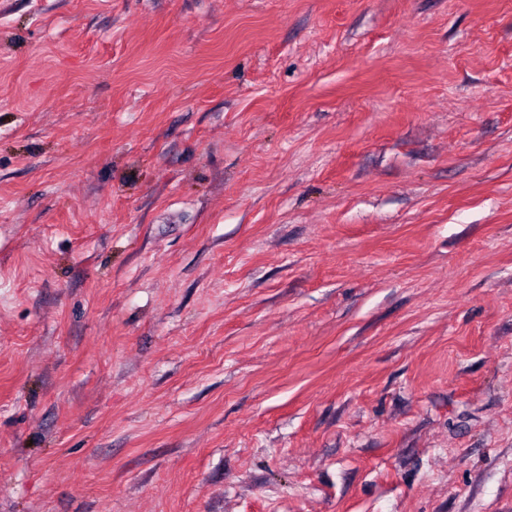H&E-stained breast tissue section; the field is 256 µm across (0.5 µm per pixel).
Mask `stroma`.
Listing matches in <instances>:
<instances>
[{
    "mask_svg": "<svg viewBox=\"0 0 512 512\" xmlns=\"http://www.w3.org/2000/svg\"><path fill=\"white\" fill-rule=\"evenodd\" d=\"M0 512H512V0H0Z\"/></svg>",
    "mask_w": 512,
    "mask_h": 512,
    "instance_id": "stroma-1",
    "label": "stroma"
}]
</instances>
